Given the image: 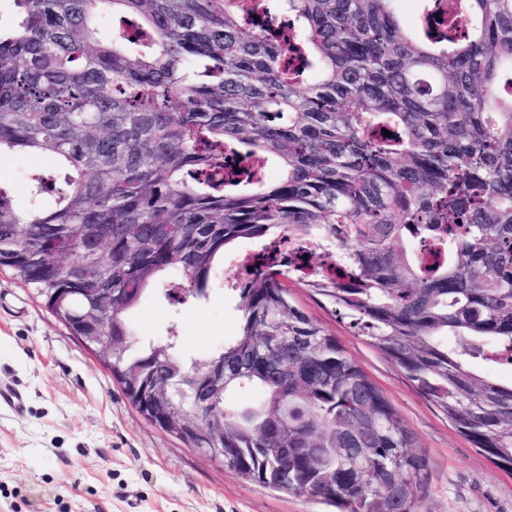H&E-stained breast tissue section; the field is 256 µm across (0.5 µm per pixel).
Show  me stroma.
Returning <instances> with one entry per match:
<instances>
[{
    "instance_id": "1",
    "label": "stroma",
    "mask_w": 512,
    "mask_h": 512,
    "mask_svg": "<svg viewBox=\"0 0 512 512\" xmlns=\"http://www.w3.org/2000/svg\"><path fill=\"white\" fill-rule=\"evenodd\" d=\"M53 154L0 156V186L25 205ZM236 282L216 275L207 300L180 308L147 299L133 319L139 335L176 337L201 359L236 335ZM295 305L328 333L382 390L426 456L430 480L418 512H512V474L495 468L422 397L367 337L309 289L289 282ZM0 512H333L305 494L245 480L221 462L148 422L102 363L33 290L0 269Z\"/></svg>"
}]
</instances>
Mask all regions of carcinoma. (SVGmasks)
<instances>
[{
	"label": "carcinoma",
	"mask_w": 512,
	"mask_h": 512,
	"mask_svg": "<svg viewBox=\"0 0 512 512\" xmlns=\"http://www.w3.org/2000/svg\"><path fill=\"white\" fill-rule=\"evenodd\" d=\"M282 2L286 44L237 0H14L0 155L49 152L65 174L34 176L25 209L0 186V268L34 290L112 289V378L137 408L130 380L184 357L128 314L171 270L209 298L224 253L262 240L237 335L198 361L202 382L224 365L228 468L338 512H416L415 436L285 280L512 469V383L493 374L512 366V0H461L445 41L403 31L402 0ZM240 146L278 176L225 173ZM292 235L325 240L337 269L281 260ZM89 302L51 312L72 332Z\"/></svg>",
	"instance_id": "carcinoma-1"
}]
</instances>
